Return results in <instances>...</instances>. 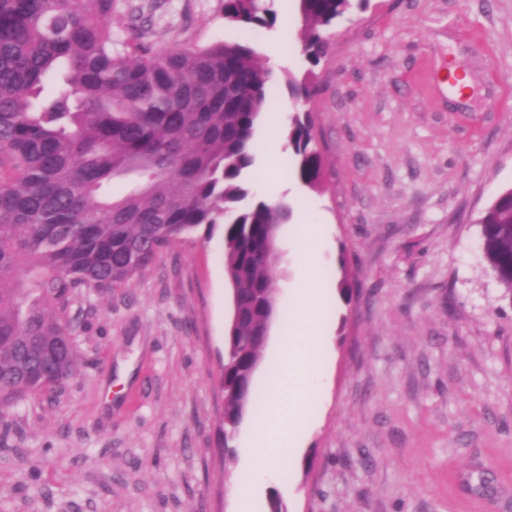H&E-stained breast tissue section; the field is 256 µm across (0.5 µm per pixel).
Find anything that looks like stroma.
<instances>
[{"label":"stroma","instance_id":"35a3bbf8","mask_svg":"<svg viewBox=\"0 0 512 512\" xmlns=\"http://www.w3.org/2000/svg\"><path fill=\"white\" fill-rule=\"evenodd\" d=\"M155 48L248 41L270 63L271 100L294 116L287 75L313 76L307 108L323 174L290 172L285 136L247 179L253 199L300 205L326 224L321 280L331 324L328 386L289 469L250 512H512V303L484 257L478 220L512 188V0H370L337 21L309 67L303 22L251 32L224 0H160ZM275 156L278 180L266 159ZM224 232L176 241L124 287L83 289L77 370L58 392L0 412V512H234L233 480L254 416L224 453ZM352 290L343 301L340 284ZM496 492L483 494L482 472Z\"/></svg>","mask_w":512,"mask_h":512}]
</instances>
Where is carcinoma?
<instances>
[{
    "instance_id": "1",
    "label": "carcinoma",
    "mask_w": 512,
    "mask_h": 512,
    "mask_svg": "<svg viewBox=\"0 0 512 512\" xmlns=\"http://www.w3.org/2000/svg\"><path fill=\"white\" fill-rule=\"evenodd\" d=\"M303 54L316 67L327 31L369 0H294ZM114 0H0V406L24 396L27 369L74 372L75 352L54 361L40 344L75 333L71 298L110 292L152 264L171 243L224 225V272L232 291L224 339V444L239 416L263 402L267 317L278 293L267 241L292 207L263 199L248 207L244 180L260 148L256 129L270 71L254 46L216 42L158 50L142 35L112 32ZM231 25L269 29L267 0H224ZM54 89L45 93L48 82ZM292 96L311 82L288 78ZM291 174L317 182L322 157L310 112L287 134ZM120 181L123 192L105 185ZM481 246L512 295V193L501 192L479 221Z\"/></svg>"
}]
</instances>
